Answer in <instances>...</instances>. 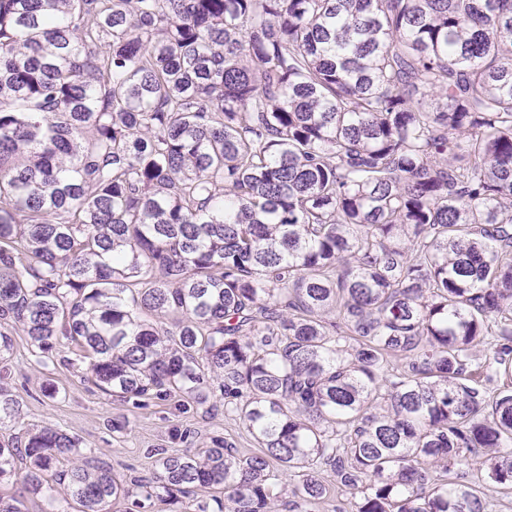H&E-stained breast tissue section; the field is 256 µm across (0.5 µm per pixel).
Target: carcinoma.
<instances>
[{"instance_id": "cac0c4a2", "label": "carcinoma", "mask_w": 512, "mask_h": 512, "mask_svg": "<svg viewBox=\"0 0 512 512\" xmlns=\"http://www.w3.org/2000/svg\"><path fill=\"white\" fill-rule=\"evenodd\" d=\"M18 330L135 408L224 407L255 450L157 448L128 481L24 428L0 512H488L483 486L512 494V0H0V361Z\"/></svg>"}]
</instances>
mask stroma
Instances as JSON below:
<instances>
[{
	"label": "stroma",
	"instance_id": "stroma-1",
	"mask_svg": "<svg viewBox=\"0 0 512 512\" xmlns=\"http://www.w3.org/2000/svg\"><path fill=\"white\" fill-rule=\"evenodd\" d=\"M29 346L16 335L15 347L1 363L10 387L23 398V421L31 426L52 424L78 436L83 449H94L114 472L133 478L151 468L156 448H195L203 438L218 434L237 437L239 430L223 413L202 415L182 409L177 400H152L143 409L113 400L97 389L84 386L64 366L38 369L28 363ZM59 391L47 397L41 392L46 380ZM124 431H113V423Z\"/></svg>",
	"mask_w": 512,
	"mask_h": 512
}]
</instances>
